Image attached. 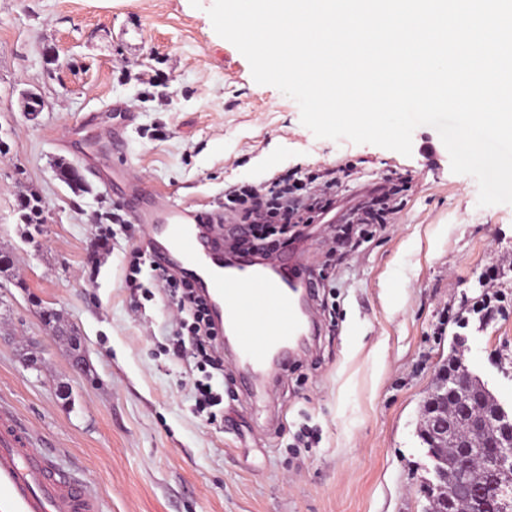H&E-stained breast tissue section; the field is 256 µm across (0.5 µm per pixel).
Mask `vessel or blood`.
<instances>
[{
    "instance_id": "b4317fda",
    "label": "vessel or blood",
    "mask_w": 512,
    "mask_h": 512,
    "mask_svg": "<svg viewBox=\"0 0 512 512\" xmlns=\"http://www.w3.org/2000/svg\"><path fill=\"white\" fill-rule=\"evenodd\" d=\"M125 196L138 215L150 220L152 254L190 280L208 300L215 324L234 335L231 357L250 368L243 388H250L254 377L285 371L296 362L295 343L318 329L314 312L302 309L295 298L298 290H313L307 262L283 260L272 277L251 264L225 271L216 219H202L192 206L148 190L132 177ZM258 309L275 318V330L251 320ZM34 445L15 410L0 405V499L12 502L16 512H96L87 482L67 477L36 455Z\"/></svg>"
}]
</instances>
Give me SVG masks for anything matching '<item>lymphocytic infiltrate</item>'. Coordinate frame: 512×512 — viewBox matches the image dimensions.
Listing matches in <instances>:
<instances>
[{"mask_svg": "<svg viewBox=\"0 0 512 512\" xmlns=\"http://www.w3.org/2000/svg\"><path fill=\"white\" fill-rule=\"evenodd\" d=\"M340 168L289 170L264 183H235L224 189V219L239 226L238 242L258 244L270 251L299 238L301 226L316 223L331 211L341 185ZM383 192L357 208L352 222L357 240L367 241L377 229L386 228L401 209L400 198L406 180L385 175ZM148 273L152 287L170 297L176 308L173 348L193 363L202 374L195 380L196 411L215 424L224 417V395L212 384L223 373L224 358L216 345L217 334L210 321L208 306L194 293L191 282L158 264L149 252L133 249L128 287H139V276Z\"/></svg>", "mask_w": 512, "mask_h": 512, "instance_id": "1", "label": "lymphocytic infiltrate"}]
</instances>
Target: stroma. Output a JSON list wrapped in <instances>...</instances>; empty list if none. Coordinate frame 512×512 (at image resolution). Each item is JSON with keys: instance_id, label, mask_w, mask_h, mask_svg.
<instances>
[{"instance_id": "obj_1", "label": "stroma", "mask_w": 512, "mask_h": 512, "mask_svg": "<svg viewBox=\"0 0 512 512\" xmlns=\"http://www.w3.org/2000/svg\"><path fill=\"white\" fill-rule=\"evenodd\" d=\"M214 0H0V402L39 451L87 480L99 512H424L432 467L417 436L424 398L457 336L465 358L512 410V204L478 206L437 131L405 156L315 137L295 100L257 84L213 29ZM50 107L37 118L28 95ZM125 148L108 153L107 131ZM77 166L73 189L56 176ZM345 162L412 181L393 224L340 260L341 227L310 225L300 245L334 265L335 315L263 400L224 362V423L194 410L190 365L167 353L172 309L127 287L122 183H144L217 213L224 187L294 167ZM36 193L40 223L20 198ZM97 263H90V256ZM495 270L501 312L480 323L479 278ZM53 309L51 334L40 320ZM82 355L86 368L72 365Z\"/></svg>"}]
</instances>
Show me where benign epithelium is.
Returning a JSON list of instances; mask_svg holds the SVG:
<instances>
[{
    "instance_id": "benign-epithelium-1",
    "label": "benign epithelium",
    "mask_w": 512,
    "mask_h": 512,
    "mask_svg": "<svg viewBox=\"0 0 512 512\" xmlns=\"http://www.w3.org/2000/svg\"><path fill=\"white\" fill-rule=\"evenodd\" d=\"M465 350L466 338L460 336L456 339L454 362L440 368V382L424 400L422 416L427 428L428 456L434 462V480L426 482L427 493L434 498L430 512H460L464 497L473 501L475 512H509L512 502L498 494L512 488V413L491 410L486 398L472 388ZM466 423L491 426L499 438L497 452L482 462L487 487L496 489L488 508L482 505L483 488L462 489L448 482V471L436 456V448L448 447L457 426ZM476 461L471 449L463 445L453 449L451 466L458 475H466Z\"/></svg>"
}]
</instances>
